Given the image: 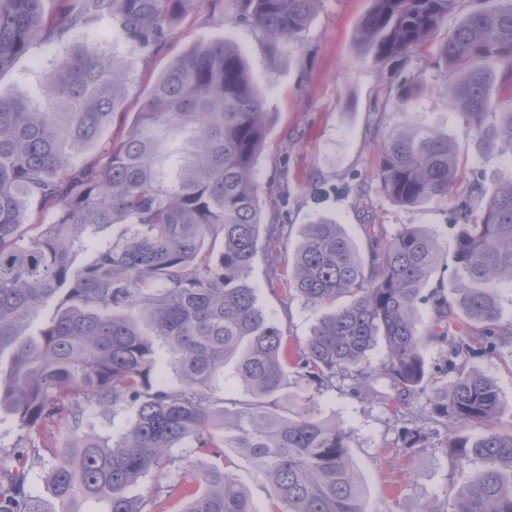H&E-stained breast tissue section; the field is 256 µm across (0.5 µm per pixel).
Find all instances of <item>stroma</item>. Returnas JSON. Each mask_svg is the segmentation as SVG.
Instances as JSON below:
<instances>
[{"mask_svg": "<svg viewBox=\"0 0 512 512\" xmlns=\"http://www.w3.org/2000/svg\"><path fill=\"white\" fill-rule=\"evenodd\" d=\"M492 0H456L433 37L406 56L377 62L359 43L362 18L372 0H321L299 42L271 49L263 34L243 22L218 23L209 9L171 22L165 48L144 58L128 56L130 80L121 110L104 131L103 144L120 139L129 113L139 111L154 81L179 55L202 39L225 38L242 52L264 100L270 123L258 157L256 180L265 223L281 225L251 269L248 283L259 306L274 319L289 315L288 334L303 342L320 316L296 294L271 293L266 280L270 259L287 268L305 224L325 216L342 224L358 248L366 246V225L391 238L405 227L422 225L435 236L443 263L455 251L448 204L434 200L403 206L382 189L377 177L383 135L410 122L448 133L459 157V185L479 180L485 190L512 175V156L480 151L468 136L445 90L446 73L438 62L439 46L449 30L470 11ZM69 44L37 45L12 70L0 75V93L37 98ZM418 76L420 90L409 103L399 99L406 77ZM512 347L496 355H476L470 367L491 378L512 416V371L504 366ZM320 417L350 436V452L365 486L366 512H446L454 479L442 438L429 434L423 450L403 448L402 419L375 399L349 395L343 387L315 398Z\"/></svg>", "mask_w": 512, "mask_h": 512, "instance_id": "35a3bbf8", "label": "stroma"}]
</instances>
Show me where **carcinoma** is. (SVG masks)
I'll list each match as a JSON object with an SVG mask.
<instances>
[{
	"instance_id": "obj_1",
	"label": "carcinoma",
	"mask_w": 512,
	"mask_h": 512,
	"mask_svg": "<svg viewBox=\"0 0 512 512\" xmlns=\"http://www.w3.org/2000/svg\"><path fill=\"white\" fill-rule=\"evenodd\" d=\"M44 2L0 0V75L36 43L72 44L42 100L0 95V412L24 431L0 448V512H156L173 498L179 512H256L230 471L234 454L270 489L272 512H365L349 436L315 410L313 393L338 381L396 412L429 392L425 423L402 427L403 447L425 440L427 425L444 429L448 456L482 464L459 470L448 512H512V422L496 385L468 366L512 344L499 300L512 284V176L489 196L474 180L455 197L448 135L390 129L385 193L404 205L455 202L454 283L427 287L440 245L424 227L372 232L362 253L342 225L318 217L288 285L326 312L294 344L247 282L262 236L280 225L264 224L255 181L269 115L233 43L200 41L174 59L107 157L92 150L125 101V55L159 52L169 20L208 7L275 49L299 41L320 0H56L53 14ZM373 2L358 37L384 61L428 42L456 0ZM439 56L467 132L483 150L512 154V99L496 95L512 87V3L463 16ZM34 203L48 220L28 235ZM420 305L431 315L424 333ZM380 340L386 351L372 359ZM159 346L176 385L156 379ZM428 348L442 355L432 371ZM232 358L239 399L215 393ZM117 407L133 418L112 443L84 431L94 410ZM198 454L209 458L202 468ZM38 467L45 496L27 479ZM165 472L173 482L131 495Z\"/></svg>"
}]
</instances>
